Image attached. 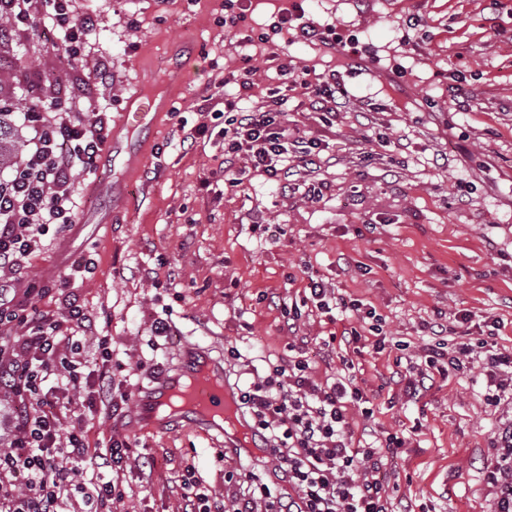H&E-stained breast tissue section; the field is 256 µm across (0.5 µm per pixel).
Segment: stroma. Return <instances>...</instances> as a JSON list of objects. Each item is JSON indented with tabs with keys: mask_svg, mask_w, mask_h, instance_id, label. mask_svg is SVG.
<instances>
[{
	"mask_svg": "<svg viewBox=\"0 0 512 512\" xmlns=\"http://www.w3.org/2000/svg\"><path fill=\"white\" fill-rule=\"evenodd\" d=\"M222 2L78 0L94 16L96 43L72 66L40 22L0 45L2 99L56 96L69 120L108 131L131 93L171 103L153 133L125 138L129 154L74 167L78 223L0 269L15 303L34 284L46 291L37 309L61 313L76 297L91 322H62L90 376L58 418L77 425L71 408L98 392L101 367L133 392L188 347L219 355L233 344L274 363L301 357L320 383L349 359L374 410L354 416L353 446H364L367 428L408 439L380 470L395 512H492L484 471L498 416L484 402L482 371L449 372L416 399L391 375L424 363L431 326L456 314L474 338L498 318L491 341L512 350V0H307V16L364 32L379 59L366 66L288 46L281 61L312 81L335 74L347 95L324 122L293 92L288 125L320 143L319 157L286 180L249 171L236 187L221 166L224 122L207 101L239 65ZM399 64L405 77L393 73ZM201 124L212 137L187 143ZM313 279L375 307L382 333L308 303ZM295 302L291 329L285 310ZM159 317L168 335H154ZM351 326L359 343H330ZM102 336L112 339L107 363ZM134 408L105 400L85 411L89 448L114 437L131 445L120 469L101 471L125 492L117 512H185L189 470L217 504L248 497L222 436L184 420L138 427Z\"/></svg>",
	"mask_w": 512,
	"mask_h": 512,
	"instance_id": "35a3bbf8",
	"label": "stroma"
}]
</instances>
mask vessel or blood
<instances>
[{
  "instance_id": "b4317fda",
  "label": "vessel or blood",
  "mask_w": 512,
  "mask_h": 512,
  "mask_svg": "<svg viewBox=\"0 0 512 512\" xmlns=\"http://www.w3.org/2000/svg\"><path fill=\"white\" fill-rule=\"evenodd\" d=\"M167 108L165 100L138 92L131 94L118 121V133L103 145V154L109 156L120 151L119 132L150 127L156 122L159 113ZM203 368L221 381L222 389L216 392L209 385L200 384L194 394L197 407L186 413L189 422L207 431L219 430L224 437L225 447L239 450L253 461H260L258 437L239 407L238 389L228 377L223 358L211 356L199 348L183 351L178 364L157 374L148 386L137 390L133 423L163 427L168 418L157 411L161 398L169 392L182 389L188 376Z\"/></svg>"
}]
</instances>
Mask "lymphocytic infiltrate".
Segmentation results:
<instances>
[{
	"instance_id": "f902f5d3",
	"label": "lymphocytic infiltrate",
	"mask_w": 512,
	"mask_h": 512,
	"mask_svg": "<svg viewBox=\"0 0 512 512\" xmlns=\"http://www.w3.org/2000/svg\"><path fill=\"white\" fill-rule=\"evenodd\" d=\"M244 0H224V26L242 48L233 76L234 97L221 98L224 126L220 135L224 153L245 156L251 168L272 178L288 174L291 159L314 156L319 144L291 137L283 117L289 92L303 89L311 107L328 115L346 94L335 76L313 83L295 67L279 65V84L268 95L265 108L246 102L255 87V69L247 48L254 38L243 28ZM45 13L61 36L74 61H82L92 20L74 17L70 0H41ZM263 42L284 50L305 43L331 54L372 59L370 43L340 31L336 24L306 18L298 0H292L274 20ZM47 104L27 113L29 125L39 132L35 143L17 166L9 187L0 188V267L15 265L44 246L50 229L74 223L75 164L95 163L106 135L103 126L64 120L47 123ZM0 325L21 327V334L0 343V378L12 394L16 433L8 452H0V512H64L73 497H81L91 512H112L124 498L112 482L92 486L72 485L75 463L90 453L85 429L62 433L54 410L59 395L80 385L78 344H64L60 323L53 316L31 318L28 309L12 304L0 293ZM224 364L241 377L239 403L248 414L264 448L274 463L275 482L247 470L243 478L260 496L273 500L275 512H391L389 496L378 478L383 454H397L404 437L390 434L384 447H353L349 435L352 410L371 417L372 408L354 378L342 377L325 385L317 383L307 360L297 358L269 365L259 371L253 358L231 346ZM481 368L487 380L488 405H512V352L495 349L476 338L461 342L442 340L429 346L425 365L405 382V391L416 397L427 381L445 368ZM495 461L485 475L496 500L495 512H512V419L497 428ZM28 476L17 489L13 473Z\"/></svg>"
}]
</instances>
